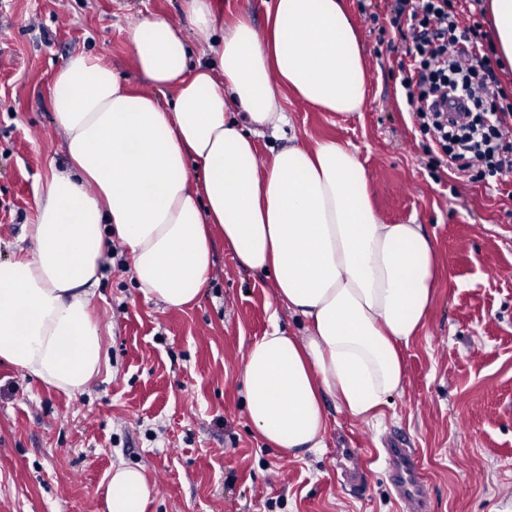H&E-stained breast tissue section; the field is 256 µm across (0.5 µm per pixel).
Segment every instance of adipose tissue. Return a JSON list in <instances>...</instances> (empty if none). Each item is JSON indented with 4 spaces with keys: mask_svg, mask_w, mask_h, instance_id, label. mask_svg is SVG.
<instances>
[{
    "mask_svg": "<svg viewBox=\"0 0 512 512\" xmlns=\"http://www.w3.org/2000/svg\"><path fill=\"white\" fill-rule=\"evenodd\" d=\"M185 2L194 42L162 17L129 26L139 86L92 52L55 75L69 165L40 188L31 250L0 260V360L83 392L105 357L91 305L108 239L144 296L174 310L197 302L217 234L305 324L262 336L241 367L252 427L299 456L323 445L326 400L367 421L403 390L402 349L436 288L433 244L422 225L378 217L347 145L293 137L257 162L256 136L289 124L282 89L361 111L369 74L342 0H272L265 33L241 16L221 35L209 0ZM196 44L215 62L193 61ZM151 495L142 469L117 466L106 512H145Z\"/></svg>",
    "mask_w": 512,
    "mask_h": 512,
    "instance_id": "obj_1",
    "label": "adipose tissue"
}]
</instances>
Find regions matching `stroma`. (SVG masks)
<instances>
[{"label":"stroma","instance_id":"35a3bbf8","mask_svg":"<svg viewBox=\"0 0 512 512\" xmlns=\"http://www.w3.org/2000/svg\"><path fill=\"white\" fill-rule=\"evenodd\" d=\"M346 5L370 72L365 104L340 115L287 96V132L350 144L378 215L423 225L433 243L436 293L403 349V391L367 423L328 405L323 448L288 455L255 434L240 378L266 332L302 333L271 278L241 270L218 237L197 303L170 310L107 267L93 309L106 362L84 393L0 361V512H103L122 463L165 479L146 512H403L384 464L395 439L417 456L427 512H500L512 499V173L435 164L401 94L393 31L372 28L361 0ZM146 17L192 30L184 0H0V259L31 249L37 189L67 162L56 71L95 52L139 83L127 31ZM343 448L362 451L361 490Z\"/></svg>","mask_w":512,"mask_h":512}]
</instances>
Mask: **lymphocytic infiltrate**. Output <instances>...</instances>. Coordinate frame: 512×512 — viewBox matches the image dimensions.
<instances>
[{"label":"lymphocytic infiltrate","instance_id":"1","mask_svg":"<svg viewBox=\"0 0 512 512\" xmlns=\"http://www.w3.org/2000/svg\"><path fill=\"white\" fill-rule=\"evenodd\" d=\"M389 23L405 44L401 81L412 117L446 165L512 171V100L478 110L497 84L493 52L476 28L460 27L454 0H389Z\"/></svg>","mask_w":512,"mask_h":512}]
</instances>
